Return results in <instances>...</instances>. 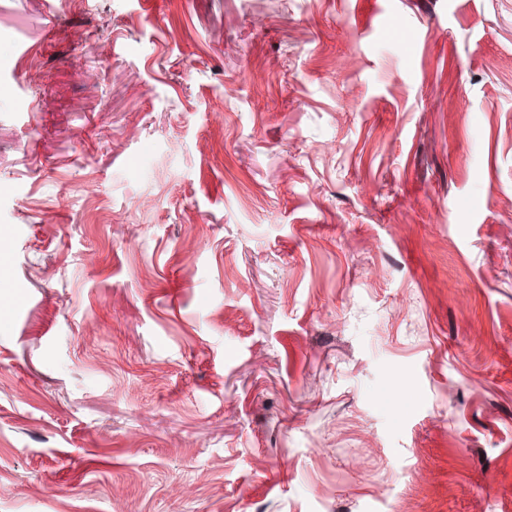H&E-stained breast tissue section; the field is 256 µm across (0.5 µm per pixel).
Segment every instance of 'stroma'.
Instances as JSON below:
<instances>
[{
  "instance_id": "1",
  "label": "stroma",
  "mask_w": 512,
  "mask_h": 512,
  "mask_svg": "<svg viewBox=\"0 0 512 512\" xmlns=\"http://www.w3.org/2000/svg\"><path fill=\"white\" fill-rule=\"evenodd\" d=\"M0 0V512H512V0Z\"/></svg>"
}]
</instances>
